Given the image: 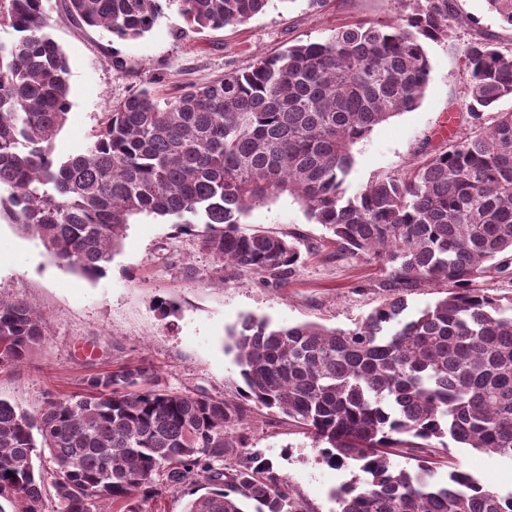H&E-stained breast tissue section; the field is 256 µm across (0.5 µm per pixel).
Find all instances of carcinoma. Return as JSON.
<instances>
[{"label": "carcinoma", "instance_id": "obj_1", "mask_svg": "<svg viewBox=\"0 0 512 512\" xmlns=\"http://www.w3.org/2000/svg\"><path fill=\"white\" fill-rule=\"evenodd\" d=\"M270 0H64L75 21L120 40L143 37L176 7L191 31L246 23ZM512 27V0H486ZM449 0L340 26L320 41L260 55L211 83L160 101L142 88L112 104L85 151L55 158L70 109L66 54L43 0H0V212L60 265L96 280L135 217L207 228L220 273L285 281L302 257L289 235L241 228L283 195L332 232L336 255L391 269L386 301L348 329L274 326L247 316L228 334L239 399L176 393L149 366L91 375L36 415L0 398V512H146L167 486H194L185 512H307L273 462L247 448L244 403L277 409L312 434L333 467L368 475L336 490L338 512H512L502 494L454 468L449 443L512 457V297L479 287L512 270V53L489 39L465 58L468 128L418 152L401 172L352 188V148L414 110L429 85L428 42L448 40ZM445 296L412 316L423 285ZM43 314L0 297V367L44 339ZM409 454L416 469L391 456ZM238 458L224 466V458ZM9 508H4V505Z\"/></svg>", "mask_w": 512, "mask_h": 512}]
</instances>
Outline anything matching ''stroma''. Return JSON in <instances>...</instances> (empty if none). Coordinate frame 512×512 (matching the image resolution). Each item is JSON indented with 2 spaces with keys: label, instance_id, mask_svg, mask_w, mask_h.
Wrapping results in <instances>:
<instances>
[{
  "label": "stroma",
  "instance_id": "stroma-1",
  "mask_svg": "<svg viewBox=\"0 0 512 512\" xmlns=\"http://www.w3.org/2000/svg\"><path fill=\"white\" fill-rule=\"evenodd\" d=\"M452 4L455 19L447 41L427 45L432 71L420 104L354 145L353 187L406 169L421 148L439 147L446 123L464 127V49L472 38L487 35L503 51H512V27L490 13L485 0ZM44 7L49 33L64 49L69 68L70 110L52 142L54 155L65 159L93 141L112 103L139 88H150L164 100L185 85H204L225 70L248 66L257 55L326 38L337 26L389 21L396 4L324 0L314 9L309 0H272L245 24L184 36L179 33L183 21L172 9L145 36L128 41L72 21L63 0H44ZM245 226L302 234L297 272L275 283L250 271H232L224 285L212 284L215 262L200 247L202 228L185 234L166 219L142 216L130 224L106 275L90 280L59 266L38 239L1 218L0 297L40 308L46 340L20 365L0 368V398L33 414L46 395L81 392L84 378L128 363L153 366L168 390L231 398L243 381L225 342L228 329L244 316L348 329L384 301L381 283L388 269L375 260L337 257L331 233L309 223L291 197L251 210ZM245 435L248 447L273 462L308 512H336L332 491L362 476L357 464L325 463L311 435L278 410L247 403ZM451 462L501 493L512 491L510 458L455 448Z\"/></svg>",
  "mask_w": 512,
  "mask_h": 512
}]
</instances>
